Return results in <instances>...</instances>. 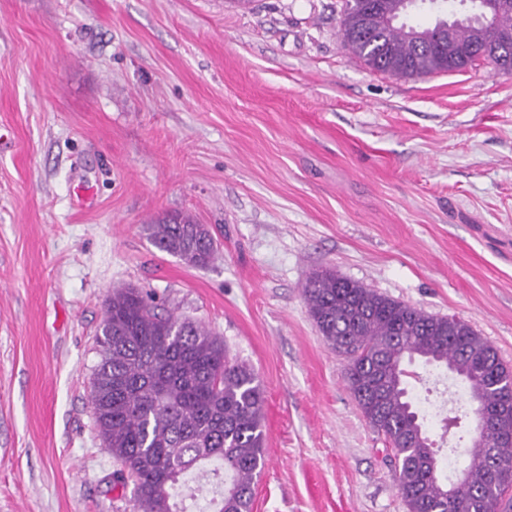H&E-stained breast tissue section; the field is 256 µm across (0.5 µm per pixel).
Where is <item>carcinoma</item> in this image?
<instances>
[{
    "label": "carcinoma",
    "instance_id": "carcinoma-1",
    "mask_svg": "<svg viewBox=\"0 0 512 512\" xmlns=\"http://www.w3.org/2000/svg\"><path fill=\"white\" fill-rule=\"evenodd\" d=\"M409 0H343L346 47L369 68L405 78L467 68L477 60L498 70L491 46L512 37V2L484 23L470 18L433 26L398 23ZM464 50L447 57L434 36L444 27ZM154 245L191 267H205L217 248L209 228L183 213L148 224ZM309 315L342 354L348 383L369 424L392 445L396 485L407 512H501L512 488V446L481 452L491 435L474 433L462 449L464 490L438 475L435 442L414 409L405 363L443 366L464 385L467 405L501 406L499 383L512 375L496 348L465 321L427 314L370 291L332 270L303 287ZM100 361L91 406L104 447L135 486L137 512H196L195 478L221 476L212 512H251L264 463V392L254 369L228 357L223 341L199 323L159 313L134 287L116 289L98 331ZM504 480L495 484L491 472Z\"/></svg>",
    "mask_w": 512,
    "mask_h": 512
}]
</instances>
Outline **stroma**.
Here are the masks:
<instances>
[{
  "mask_svg": "<svg viewBox=\"0 0 512 512\" xmlns=\"http://www.w3.org/2000/svg\"><path fill=\"white\" fill-rule=\"evenodd\" d=\"M341 0H0V512H137L89 394L113 290L205 325L264 391L252 512H407L309 316L316 271L455 316L512 367V75L402 78ZM191 214V268L146 226ZM432 438L443 431L408 366ZM147 225L150 237L160 251L179 258L191 267H205L214 260L217 248L211 231L192 216L167 213Z\"/></svg>",
  "mask_w": 512,
  "mask_h": 512,
  "instance_id": "obj_1",
  "label": "stroma"
}]
</instances>
